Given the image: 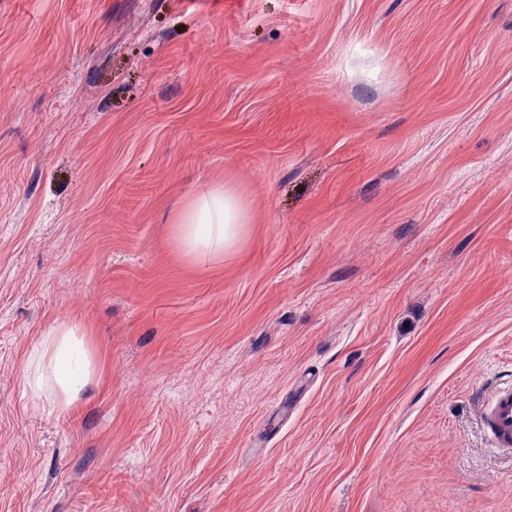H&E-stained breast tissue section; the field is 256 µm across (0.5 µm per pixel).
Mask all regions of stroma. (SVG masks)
I'll use <instances>...</instances> for the list:
<instances>
[{
  "instance_id": "1",
  "label": "stroma",
  "mask_w": 512,
  "mask_h": 512,
  "mask_svg": "<svg viewBox=\"0 0 512 512\" xmlns=\"http://www.w3.org/2000/svg\"><path fill=\"white\" fill-rule=\"evenodd\" d=\"M509 380L512 0H0V512H512ZM248 224L239 194L224 186L195 196L179 212L176 235L182 251L190 256H218L231 249ZM53 335L29 352L27 361L36 368L24 377L25 386L34 392L43 390L49 382L53 384L54 394L43 407L49 414L73 407L98 372L76 327L59 328ZM480 423L493 448L512 454V386L495 388L480 411Z\"/></svg>"
}]
</instances>
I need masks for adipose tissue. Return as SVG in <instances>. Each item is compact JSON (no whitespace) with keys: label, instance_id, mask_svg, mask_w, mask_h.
<instances>
[{"label":"adipose tissue","instance_id":"adipose-tissue-1","mask_svg":"<svg viewBox=\"0 0 512 512\" xmlns=\"http://www.w3.org/2000/svg\"><path fill=\"white\" fill-rule=\"evenodd\" d=\"M247 222V209L239 194L219 187L190 200L179 212L175 228L185 254L217 256L236 244ZM27 360L35 371L25 376L26 387L35 392L49 384L55 388L46 407L50 413L73 407L98 372L96 361L74 327L57 329L29 352Z\"/></svg>","mask_w":512,"mask_h":512}]
</instances>
